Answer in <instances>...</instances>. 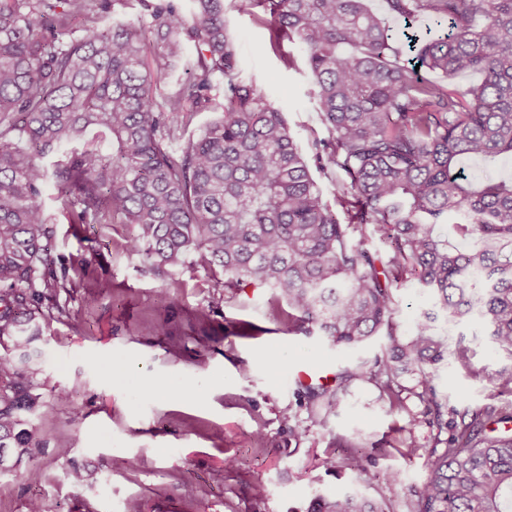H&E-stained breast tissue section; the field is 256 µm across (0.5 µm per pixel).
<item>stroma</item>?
<instances>
[{
    "instance_id": "obj_1",
    "label": "stroma",
    "mask_w": 512,
    "mask_h": 512,
    "mask_svg": "<svg viewBox=\"0 0 512 512\" xmlns=\"http://www.w3.org/2000/svg\"><path fill=\"white\" fill-rule=\"evenodd\" d=\"M264 15L261 7L242 12L237 0H224L226 28L237 44L235 73L263 89L315 162V143L329 133L318 118L304 53L295 43L277 47ZM284 51L293 67L281 61ZM54 195L45 185L42 202L54 229L50 272L65 279L57 300L66 314L50 321L39 343V392L51 408L31 417L45 441L30 461L41 480L29 482L21 470L1 475L0 512H30L35 501L43 512H308L320 495L383 496L394 475L407 491L425 481L423 456L383 452L406 417L379 402L373 384L350 385L322 423L300 405L295 370L337 371L374 359L382 338L343 351L291 332L271 310L270 289L226 287L222 270L196 251L186 266L155 271L127 249L134 226L69 223ZM392 293L402 334L435 309L415 277L393 284ZM89 295L96 298L90 306ZM436 326L445 341L471 342L477 368L512 364L493 350L480 318L454 323L441 315ZM432 384L440 403L461 411L491 401L485 381L447 362L434 370ZM336 434L375 452L376 481L367 485L350 471L322 466L323 458L344 455L329 445ZM61 447L67 456L58 455ZM75 469L94 473L95 481L74 484L68 473ZM103 477L112 480L105 494L97 485Z\"/></svg>"
}]
</instances>
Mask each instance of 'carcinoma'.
I'll return each instance as SVG.
<instances>
[{"instance_id":"1","label":"carcinoma","mask_w":512,"mask_h":512,"mask_svg":"<svg viewBox=\"0 0 512 512\" xmlns=\"http://www.w3.org/2000/svg\"><path fill=\"white\" fill-rule=\"evenodd\" d=\"M130 0H0V474L42 447L28 417L40 407L33 343L48 316L40 301L63 287L47 275L55 202L72 224H131V248L154 269L185 264L192 250L224 271V286L269 288L288 330L352 349L382 335L385 352L343 369L336 385L306 386L311 418L336 412L354 381L409 417L390 448L419 452L412 426L418 399L435 434L425 449L429 475L405 512H512V366L487 376L499 406L447 408L432 370L450 360L479 374L475 350L459 337L437 339L429 321L399 333L393 283L410 274L451 321L473 315L495 350L512 358V176L476 181L464 163L512 160V0H238L269 14L275 42H297L316 87L329 138L316 142L318 168L349 181L339 191L355 213L341 223L323 199L283 113L254 82L234 77L236 50L224 0H192L183 12L152 4L148 59L137 23L110 14ZM403 24L413 58L395 46ZM196 55L185 58L184 42ZM482 75L460 93L421 73ZM221 76L224 99L211 96ZM169 87L162 103L153 97ZM220 117L201 128V112ZM107 140L110 149L101 148ZM380 224L394 250L385 263L351 241L354 225ZM420 377L419 388L401 379ZM328 470H350L366 484L377 474L358 445ZM402 495L382 500L345 491L318 497L313 512H395Z\"/></svg>"}]
</instances>
